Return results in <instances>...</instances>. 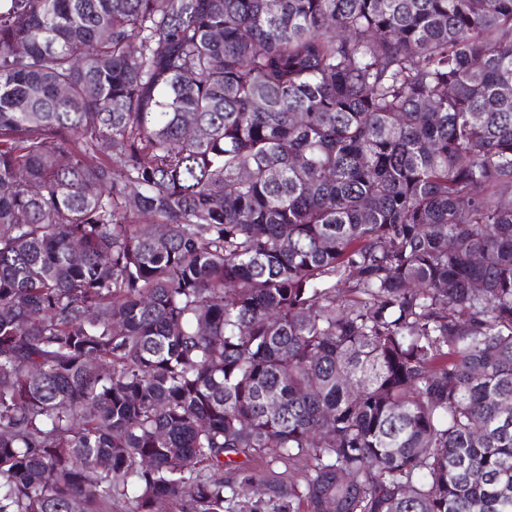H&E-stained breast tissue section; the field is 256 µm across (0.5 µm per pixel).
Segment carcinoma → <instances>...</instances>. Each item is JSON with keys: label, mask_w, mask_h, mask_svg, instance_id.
<instances>
[{"label": "carcinoma", "mask_w": 512, "mask_h": 512, "mask_svg": "<svg viewBox=\"0 0 512 512\" xmlns=\"http://www.w3.org/2000/svg\"><path fill=\"white\" fill-rule=\"evenodd\" d=\"M262 452L254 512H512V0H0V512Z\"/></svg>", "instance_id": "1"}]
</instances>
